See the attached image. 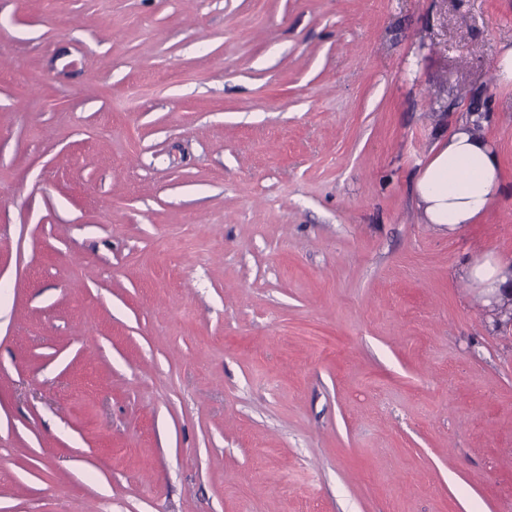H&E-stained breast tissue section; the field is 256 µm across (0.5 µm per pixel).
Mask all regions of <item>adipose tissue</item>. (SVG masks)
I'll return each instance as SVG.
<instances>
[{"instance_id":"ef3b65f1","label":"adipose tissue","mask_w":512,"mask_h":512,"mask_svg":"<svg viewBox=\"0 0 512 512\" xmlns=\"http://www.w3.org/2000/svg\"><path fill=\"white\" fill-rule=\"evenodd\" d=\"M500 167L476 126L461 123L417 174L414 190L425 222L452 232L475 223L500 190Z\"/></svg>"}]
</instances>
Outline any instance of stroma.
<instances>
[{
  "label": "stroma",
  "instance_id": "stroma-1",
  "mask_svg": "<svg viewBox=\"0 0 512 512\" xmlns=\"http://www.w3.org/2000/svg\"><path fill=\"white\" fill-rule=\"evenodd\" d=\"M512 0H0V512H512ZM503 187L424 223L470 119ZM467 275L472 279L481 281L484 288H498L488 294L490 304L487 306V313L493 316L500 323L511 326L510 313L506 311L504 321L502 311L511 308L512 304V280H510V264L508 262H490L475 264L469 267ZM510 280V288H502Z\"/></svg>",
  "mask_w": 512,
  "mask_h": 512
}]
</instances>
